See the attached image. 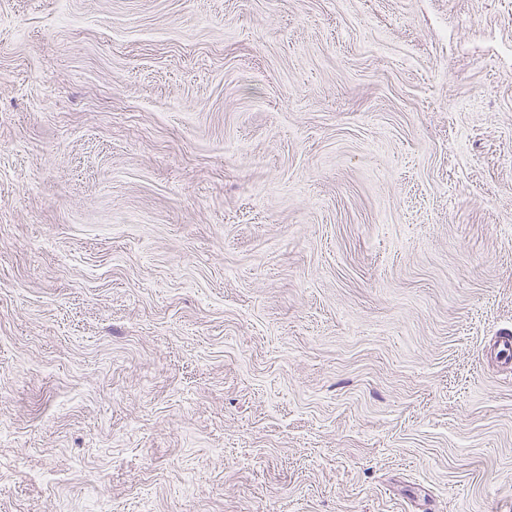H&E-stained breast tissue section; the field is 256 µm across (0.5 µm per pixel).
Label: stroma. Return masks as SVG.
<instances>
[{
	"label": "stroma",
	"mask_w": 512,
	"mask_h": 512,
	"mask_svg": "<svg viewBox=\"0 0 512 512\" xmlns=\"http://www.w3.org/2000/svg\"><path fill=\"white\" fill-rule=\"evenodd\" d=\"M512 0H0V512H512Z\"/></svg>",
	"instance_id": "obj_1"
}]
</instances>
